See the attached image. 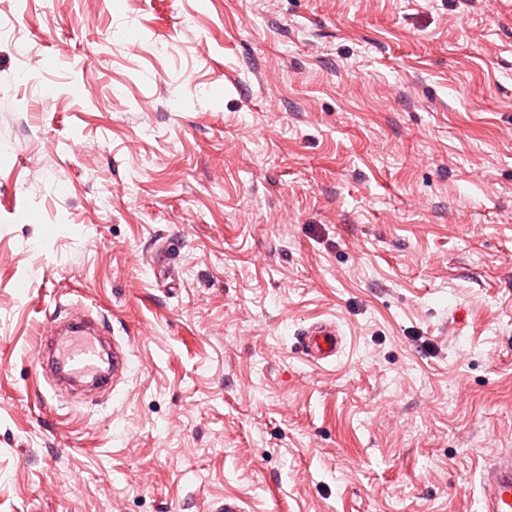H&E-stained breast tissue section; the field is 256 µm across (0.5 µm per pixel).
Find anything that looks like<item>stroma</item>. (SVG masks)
Segmentation results:
<instances>
[{"label":"stroma","mask_w":512,"mask_h":512,"mask_svg":"<svg viewBox=\"0 0 512 512\" xmlns=\"http://www.w3.org/2000/svg\"><path fill=\"white\" fill-rule=\"evenodd\" d=\"M73 311L111 396L39 371ZM509 456L512 0H0V512H475ZM295 336L296 351L315 366H324L336 361L342 352V335L336 321H312L301 327Z\"/></svg>","instance_id":"35a3bbf8"}]
</instances>
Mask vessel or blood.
<instances>
[{"label":"vessel or blood","instance_id":"vessel-or-blood-1","mask_svg":"<svg viewBox=\"0 0 512 512\" xmlns=\"http://www.w3.org/2000/svg\"><path fill=\"white\" fill-rule=\"evenodd\" d=\"M296 351L309 363L324 366L342 351V337L336 321L318 319L296 333ZM39 364L50 367L57 381L91 380L99 392H108L112 379L126 367L120 346L104 351L90 326L67 325L64 334L42 329L34 346ZM478 512H512V458L486 465L481 473Z\"/></svg>","mask_w":512,"mask_h":512}]
</instances>
